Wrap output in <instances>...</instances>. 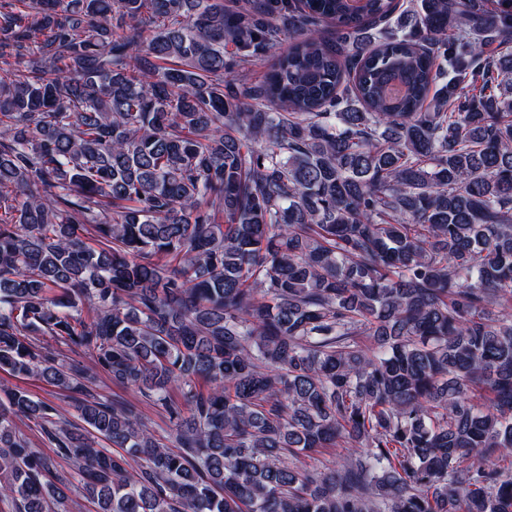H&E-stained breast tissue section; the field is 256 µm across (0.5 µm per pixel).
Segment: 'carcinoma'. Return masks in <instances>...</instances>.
<instances>
[{"mask_svg": "<svg viewBox=\"0 0 512 512\" xmlns=\"http://www.w3.org/2000/svg\"><path fill=\"white\" fill-rule=\"evenodd\" d=\"M0 371L11 512H512V0H0ZM93 393L103 397L112 398V395H120L125 398L138 402L139 408L142 411L144 421L156 429L160 434L167 435L170 432V425L167 421L163 420L156 412V409L145 399L136 396L124 389L112 384L110 380L101 377L97 380L96 385L93 386ZM17 426L21 431H23L33 442L36 448H41L44 454L51 457L53 459V471L57 475H67V473L71 472L69 464H67L64 460L55 456L53 448H49L48 445L42 442L40 433L38 432L39 427L32 421L27 419L17 420Z\"/></svg>", "mask_w": 512, "mask_h": 512, "instance_id": "carcinoma-1", "label": "carcinoma"}]
</instances>
